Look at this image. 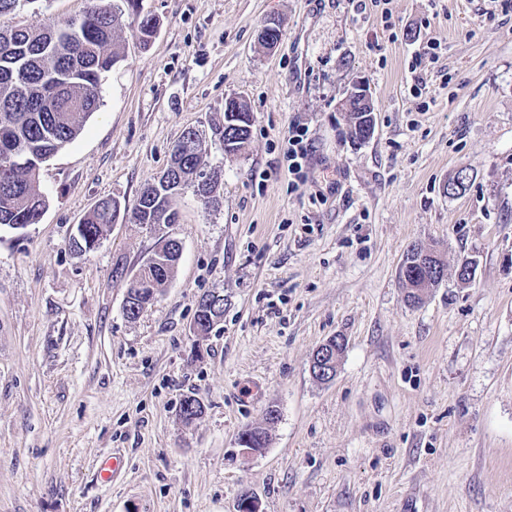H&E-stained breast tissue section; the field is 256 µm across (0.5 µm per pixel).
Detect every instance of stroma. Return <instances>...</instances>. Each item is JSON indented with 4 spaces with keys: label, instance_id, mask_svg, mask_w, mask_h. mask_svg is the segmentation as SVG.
I'll return each instance as SVG.
<instances>
[{
    "label": "stroma",
    "instance_id": "1",
    "mask_svg": "<svg viewBox=\"0 0 512 512\" xmlns=\"http://www.w3.org/2000/svg\"><path fill=\"white\" fill-rule=\"evenodd\" d=\"M140 5L157 32L144 45L115 31L98 110L41 167V222L0 227V512H237L246 493L260 512H512V8L392 0L390 29L358 0ZM88 7L23 0L0 23L50 27ZM430 42L436 58L413 66ZM356 81L376 116L361 145L337 109ZM229 97L253 120L234 156L214 135ZM295 125L311 133L299 186L283 159ZM188 128L224 168L219 207L188 189L177 223H133ZM462 166L473 180L448 196ZM104 198L119 214L74 252ZM163 235L182 245L175 276L128 319ZM414 246L445 265L416 306L399 276ZM213 291L224 319L202 338L194 313ZM332 336L346 348L324 384L310 363ZM188 395L203 406L190 423ZM271 406L268 446L244 454L240 433ZM114 453L123 468L100 482ZM116 199H104L77 224L76 232L70 238L71 247L79 253H87L96 248L102 237L104 228L112 224L117 215Z\"/></svg>",
    "mask_w": 512,
    "mask_h": 512
}]
</instances>
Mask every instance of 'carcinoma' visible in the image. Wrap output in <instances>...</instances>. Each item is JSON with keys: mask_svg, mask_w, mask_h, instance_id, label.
Masks as SVG:
<instances>
[{"mask_svg": "<svg viewBox=\"0 0 512 512\" xmlns=\"http://www.w3.org/2000/svg\"><path fill=\"white\" fill-rule=\"evenodd\" d=\"M135 16L140 41L148 42L156 33V20L141 13L139 0H123ZM123 9L111 0H91L79 19L56 27H0V226H31L40 222L48 198L40 188L42 165L79 134L86 120L97 110L96 90L120 61L113 34L121 27ZM361 107L349 112V136L364 137L367 121ZM215 135L235 154L245 148L251 131L229 125L215 128ZM207 148L199 132L184 130L176 142L168 181H158L152 195L142 189L131 211L135 224L157 227L177 223V212L170 202L180 191L191 188L205 207L219 201L223 168L204 162ZM119 201L104 199L76 226L71 247L79 253L96 248L104 228L113 223ZM157 260L142 263L127 292L137 311L151 304L173 278L179 254L171 250V239L160 237L153 250ZM443 263L422 247L412 248L400 269V277L410 288L407 299L418 304L422 295L415 286L429 278L432 286L441 282L438 268ZM210 307L197 303L194 321L201 335H208L214 324ZM181 418L191 422L202 414L199 400L185 397ZM269 442L262 425L246 429L239 436L243 448L259 451Z\"/></svg>", "mask_w": 512, "mask_h": 512, "instance_id": "1", "label": "carcinoma"}]
</instances>
